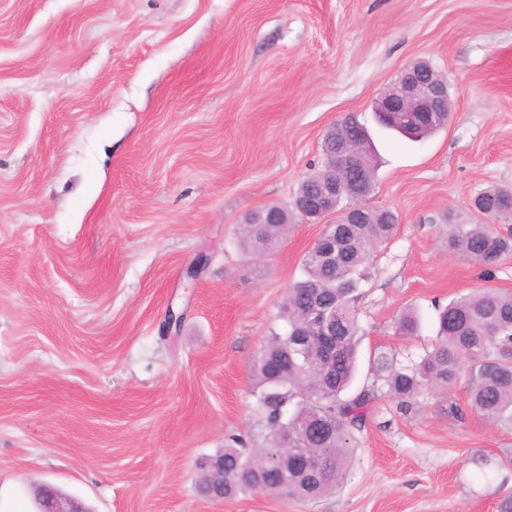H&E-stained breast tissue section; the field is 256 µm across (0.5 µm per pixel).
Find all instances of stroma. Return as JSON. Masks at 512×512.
<instances>
[{"instance_id": "1", "label": "stroma", "mask_w": 512, "mask_h": 512, "mask_svg": "<svg viewBox=\"0 0 512 512\" xmlns=\"http://www.w3.org/2000/svg\"><path fill=\"white\" fill-rule=\"evenodd\" d=\"M418 60L453 106L411 141L373 105ZM350 114L379 153L366 204L400 218L361 287L360 388L373 349H430L453 297L512 292V252L487 274L448 249L484 223L475 196L512 187V0H0V500L46 483L89 512H495L512 471L479 464L512 427L471 410L465 373L406 411L379 396L320 499L196 491L200 459L263 441L253 365L324 230L258 258L239 226L288 205Z\"/></svg>"}]
</instances>
